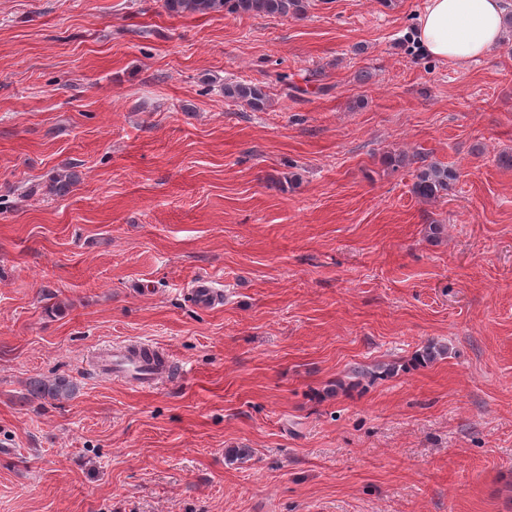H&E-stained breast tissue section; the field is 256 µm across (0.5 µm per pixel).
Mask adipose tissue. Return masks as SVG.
I'll return each instance as SVG.
<instances>
[{
    "label": "adipose tissue",
    "instance_id": "obj_1",
    "mask_svg": "<svg viewBox=\"0 0 512 512\" xmlns=\"http://www.w3.org/2000/svg\"><path fill=\"white\" fill-rule=\"evenodd\" d=\"M502 21L501 0H426L417 39L429 57L465 63L501 42Z\"/></svg>",
    "mask_w": 512,
    "mask_h": 512
}]
</instances>
